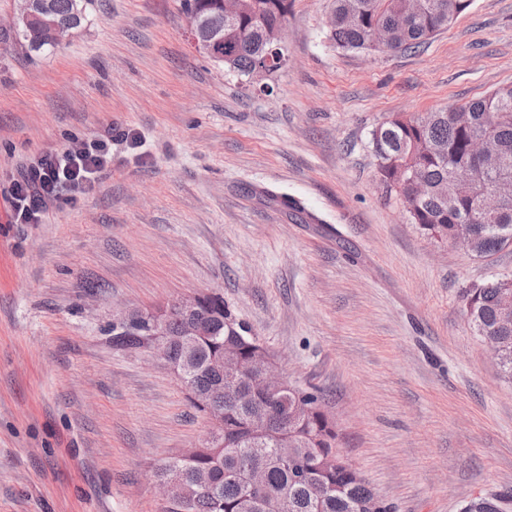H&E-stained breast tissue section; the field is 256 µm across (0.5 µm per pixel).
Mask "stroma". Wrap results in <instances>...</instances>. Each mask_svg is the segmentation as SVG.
Instances as JSON below:
<instances>
[{
    "instance_id": "stroma-1",
    "label": "stroma",
    "mask_w": 512,
    "mask_h": 512,
    "mask_svg": "<svg viewBox=\"0 0 512 512\" xmlns=\"http://www.w3.org/2000/svg\"><path fill=\"white\" fill-rule=\"evenodd\" d=\"M293 0L288 60L244 83L193 45L183 0H94L48 56L0 43V512H163L150 476L207 435L174 372L110 342L113 312L216 293L394 512L512 493V380L462 291L512 274L422 234L371 132L512 83V0L415 52L328 38ZM112 130V164L14 223L20 166ZM134 133L136 142L125 141Z\"/></svg>"
}]
</instances>
